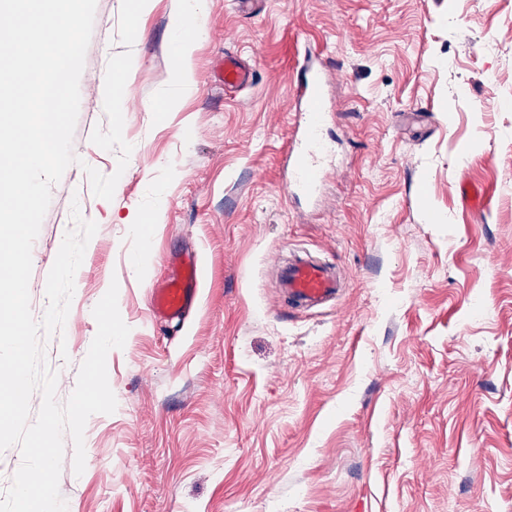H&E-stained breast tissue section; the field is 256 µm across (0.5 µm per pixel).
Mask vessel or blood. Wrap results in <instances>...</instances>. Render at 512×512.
Returning <instances> with one entry per match:
<instances>
[{
  "instance_id": "b4317fda",
  "label": "vessel or blood",
  "mask_w": 512,
  "mask_h": 512,
  "mask_svg": "<svg viewBox=\"0 0 512 512\" xmlns=\"http://www.w3.org/2000/svg\"><path fill=\"white\" fill-rule=\"evenodd\" d=\"M322 69L310 63L296 82L300 120L288 146L285 182L291 191L316 194L323 179L327 147L322 137L326 120L323 107ZM199 269L195 255H183L176 274L153 285L150 302L155 316L173 321L185 317L198 297ZM343 287L335 267L305 256L295 257L285 269L282 292L289 304L311 308L334 299Z\"/></svg>"
}]
</instances>
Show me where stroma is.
I'll list each match as a JSON object with an SVG mask.
<instances>
[{
	"label": "stroma",
	"mask_w": 512,
	"mask_h": 512,
	"mask_svg": "<svg viewBox=\"0 0 512 512\" xmlns=\"http://www.w3.org/2000/svg\"><path fill=\"white\" fill-rule=\"evenodd\" d=\"M120 7L97 0L79 161L32 248L39 319L72 206L98 225L64 336L45 344L58 401L111 283L130 328L107 356L117 408L88 419L82 475L64 441L67 512H512V0H203L189 91L173 79L183 0H151L129 48ZM125 51L120 174L90 137ZM228 51L249 88L214 83ZM308 53L336 68L332 165L304 198L283 173ZM88 165L119 174L112 200ZM187 250L199 300L176 326L153 315L150 286ZM303 253L338 267L333 302L282 301L279 267Z\"/></svg>",
	"instance_id": "stroma-1"
}]
</instances>
